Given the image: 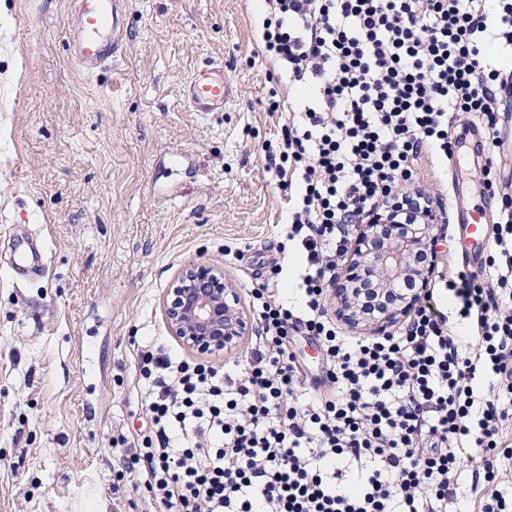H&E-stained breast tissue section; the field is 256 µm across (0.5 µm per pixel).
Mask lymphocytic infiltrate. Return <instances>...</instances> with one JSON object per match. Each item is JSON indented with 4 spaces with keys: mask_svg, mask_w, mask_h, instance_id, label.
<instances>
[{
    "mask_svg": "<svg viewBox=\"0 0 512 512\" xmlns=\"http://www.w3.org/2000/svg\"><path fill=\"white\" fill-rule=\"evenodd\" d=\"M264 53L311 92L282 125L280 184L290 222L280 254L300 248L299 302L252 288L260 323L249 356L218 372L154 345L138 353L148 432L133 446L165 512H457L461 452L479 512H504L495 482L512 467V194L502 196L487 280L442 272L467 352L433 299L399 330L352 340L326 309L349 227L418 170L452 158L449 129L472 114L500 141L512 77L482 54L512 51V0H266ZM312 339L331 394L306 398L291 348Z\"/></svg>",
    "mask_w": 512,
    "mask_h": 512,
    "instance_id": "lymphocytic-infiltrate-1",
    "label": "lymphocytic infiltrate"
}]
</instances>
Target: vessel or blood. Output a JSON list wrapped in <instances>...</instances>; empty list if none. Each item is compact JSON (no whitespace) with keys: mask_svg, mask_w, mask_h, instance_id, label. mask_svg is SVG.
<instances>
[{"mask_svg":"<svg viewBox=\"0 0 512 512\" xmlns=\"http://www.w3.org/2000/svg\"><path fill=\"white\" fill-rule=\"evenodd\" d=\"M123 0H77L75 22L80 32L73 45L72 55L79 66L91 72L111 62L126 39L121 17ZM186 96L190 107L197 112L221 109L237 96V86L215 67L197 73L190 82ZM448 209L452 214L456 236L473 253H481L489 243L485 214L479 210L463 209L457 196H450Z\"/></svg>","mask_w":512,"mask_h":512,"instance_id":"vessel-or-blood-1","label":"vessel or blood"}]
</instances>
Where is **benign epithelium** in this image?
<instances>
[{"label": "benign epithelium", "instance_id": "obj_1", "mask_svg": "<svg viewBox=\"0 0 512 512\" xmlns=\"http://www.w3.org/2000/svg\"><path fill=\"white\" fill-rule=\"evenodd\" d=\"M406 202L411 196L395 195L357 225L334 288L338 315L353 327L384 332L410 316L428 292L442 225L430 206L421 208L418 223L404 221ZM165 319L172 336L205 356L231 352L254 332L237 284L216 262L192 263L177 273L167 288Z\"/></svg>", "mask_w": 512, "mask_h": 512}]
</instances>
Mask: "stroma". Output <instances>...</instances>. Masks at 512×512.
Returning <instances> with one entry per match:
<instances>
[{
	"instance_id": "1",
	"label": "stroma",
	"mask_w": 512,
	"mask_h": 512,
	"mask_svg": "<svg viewBox=\"0 0 512 512\" xmlns=\"http://www.w3.org/2000/svg\"><path fill=\"white\" fill-rule=\"evenodd\" d=\"M264 0H126L127 42L88 73L72 59L73 0H0V512H157L118 437L148 419L141 346L188 359L164 300L186 264L219 261L249 306L277 257L288 208L265 146L284 122L272 92L305 96L260 56ZM239 87L223 111L190 109L206 66ZM472 115L455 116L448 166L426 169L444 235L437 262L483 275L449 228L447 192H484ZM46 247L14 275V245Z\"/></svg>"
}]
</instances>
